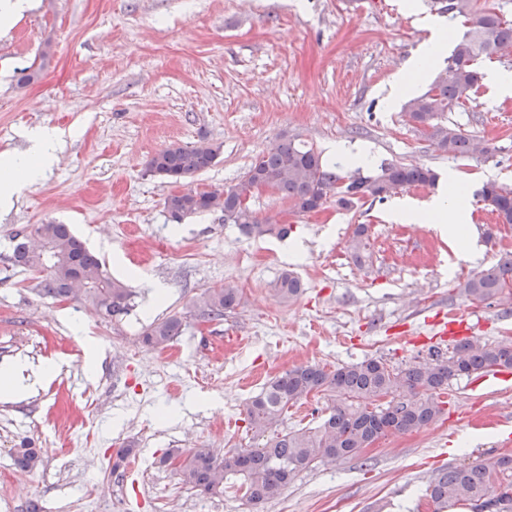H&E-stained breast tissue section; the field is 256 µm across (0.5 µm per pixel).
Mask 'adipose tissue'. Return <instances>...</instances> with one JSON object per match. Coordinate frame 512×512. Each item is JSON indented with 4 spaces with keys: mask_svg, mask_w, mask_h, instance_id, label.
Wrapping results in <instances>:
<instances>
[{
    "mask_svg": "<svg viewBox=\"0 0 512 512\" xmlns=\"http://www.w3.org/2000/svg\"><path fill=\"white\" fill-rule=\"evenodd\" d=\"M448 56V30L436 25L429 40L418 54L404 67L401 76L388 93L389 103H396L412 92L419 79L428 72L439 69ZM28 147L23 154L0 157V207L9 208L17 189L37 181L52 168L56 155L63 145L59 134L46 129H35L27 135ZM470 204L460 198L441 194L426 207L419 208L408 202H398L394 216L403 224H434L453 242L464 240Z\"/></svg>",
    "mask_w": 512,
    "mask_h": 512,
    "instance_id": "1",
    "label": "adipose tissue"
}]
</instances>
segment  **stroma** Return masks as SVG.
I'll use <instances>...</instances> for the list:
<instances>
[{"instance_id": "1", "label": "stroma", "mask_w": 512, "mask_h": 512, "mask_svg": "<svg viewBox=\"0 0 512 512\" xmlns=\"http://www.w3.org/2000/svg\"><path fill=\"white\" fill-rule=\"evenodd\" d=\"M402 0H36L0 34V154H20L24 131L54 129L64 146L44 178L0 213V367L45 363L56 373L21 399L0 397V512H95L112 480L125 512H432L428 483L446 469L512 454V381L461 377L444 415L419 431L380 438L366 458L305 471L279 498L252 506L236 487L205 496L183 485L164 461L203 446L216 457L253 445L244 408L263 385L302 364L335 367L380 358L401 367L427 362L426 319L463 313L484 342L512 340L504 305L469 302L455 287L512 252V225L490 217L475 193L494 181L512 187V95L483 84L448 119L493 147L490 157L435 151L385 95L429 39L427 22L449 40L467 29L432 0L418 13ZM49 62H42L43 48ZM41 77L19 84L23 68ZM329 155L336 143L364 148L370 174L384 162L423 164L432 186L398 189L385 200L288 215L262 194L256 214L286 218V238H249L214 212L175 224L163 200L169 184L151 176V155L173 141L223 145L216 165L191 183H236L280 133ZM456 173L471 199L468 248L431 224L393 220L396 201L423 206ZM69 224L132 291L121 321L89 318L82 301L55 302L10 260L17 231ZM367 225L364 263L347 243ZM297 273L304 291L285 302L272 285ZM165 297L147 313L145 280ZM238 285L242 299L221 322L191 306L204 288ZM183 312L180 336L165 350L141 340L147 325ZM99 369L85 366L88 341ZM41 449L42 463L12 467L16 448ZM136 448L132 475L113 471L123 446Z\"/></svg>"}]
</instances>
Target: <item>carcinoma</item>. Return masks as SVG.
Masks as SVG:
<instances>
[{
    "instance_id": "obj_1",
    "label": "carcinoma",
    "mask_w": 512,
    "mask_h": 512,
    "mask_svg": "<svg viewBox=\"0 0 512 512\" xmlns=\"http://www.w3.org/2000/svg\"><path fill=\"white\" fill-rule=\"evenodd\" d=\"M441 11L452 18H465L468 29L455 42L445 68L430 88L407 102L406 116L441 153L487 156L492 152L489 145L449 122L445 114L460 108L468 92L479 87L481 73L476 60L512 51V21L480 7L478 0H452V6L443 5ZM221 150L222 144L207 139L193 146L172 142L148 160L147 171L171 183L187 184L215 165ZM436 180L437 174L420 164L384 162L370 175L329 165L313 147L284 132L275 146L255 157L237 183L221 191L173 192L165 197L164 210L177 224L193 215L220 212L224 223L238 225L248 237L285 236L288 225L241 207L258 192V185L288 201L295 213L305 215L324 209L333 197L352 206L368 198L382 200L399 188L432 185ZM476 196L496 214L499 223L512 224V188L490 181ZM366 232L367 228L359 225L347 246L359 263L365 260ZM20 237L34 238L38 246L22 251L13 245L11 261L27 270L49 267L46 274L37 276L43 296L83 300L110 321L129 313L131 291L106 272L102 260L70 225L35 224L33 231H19L12 240ZM273 291L291 301L302 294L303 283L295 273L285 271ZM457 293L471 302L511 303L512 258L469 276L458 283ZM240 301V289L224 284L203 289L194 306L216 320ZM183 325L184 314L174 313L146 327L143 341L164 350L180 335ZM494 369H512L511 340L461 341L446 355L437 353L429 362L405 367H393L376 358L333 370L319 364L295 367L269 381L246 405L248 427L258 443L238 448L222 459L208 448H192L178 455L176 474L182 484L204 495L224 493V482L233 478L248 502L257 505L274 500L305 470L358 458L382 436L430 424L443 414L442 395L454 379ZM314 392L333 401L318 424L291 431L281 428L288 407ZM40 463L38 448H21L14 457L15 466L22 471H31ZM426 496L433 512L455 507L472 510L479 502L497 504L498 512H512V455H491L474 466L451 468L430 482Z\"/></svg>"
}]
</instances>
